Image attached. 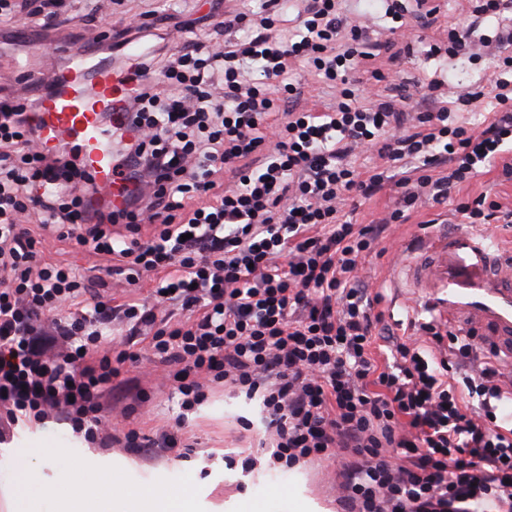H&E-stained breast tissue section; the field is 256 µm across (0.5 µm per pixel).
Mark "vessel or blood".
Segmentation results:
<instances>
[{
	"instance_id": "obj_1",
	"label": "vessel or blood",
	"mask_w": 512,
	"mask_h": 512,
	"mask_svg": "<svg viewBox=\"0 0 512 512\" xmlns=\"http://www.w3.org/2000/svg\"><path fill=\"white\" fill-rule=\"evenodd\" d=\"M124 91L121 75L109 62L83 49L74 52L63 78L35 114L43 141L78 145L98 180L113 183L98 116L116 105ZM416 275L433 288L438 308L463 332L495 337L498 357L512 368V250L488 234L446 229L436 236Z\"/></svg>"
}]
</instances>
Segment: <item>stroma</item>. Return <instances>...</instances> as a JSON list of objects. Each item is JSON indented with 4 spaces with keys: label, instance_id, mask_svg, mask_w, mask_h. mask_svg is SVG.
Instances as JSON below:
<instances>
[{
    "label": "stroma",
    "instance_id": "1",
    "mask_svg": "<svg viewBox=\"0 0 512 512\" xmlns=\"http://www.w3.org/2000/svg\"><path fill=\"white\" fill-rule=\"evenodd\" d=\"M435 2L441 7L435 24L424 28L419 23H411L407 35H391L390 51L381 52L360 65L356 77L360 82L362 103L387 94L390 84L399 83L409 97L410 111L423 112L436 105V93L428 91L426 87L435 64L426 60L425 52L429 42L445 37L449 25L470 23L471 2ZM148 8L147 0H120L119 4L113 5L111 14L89 25L83 23L84 11L76 2L69 11V21L59 30L46 35L36 36L33 28L22 23L13 29L0 30V85L13 84L23 68L38 71L57 68L67 62L74 48L96 37L111 38L119 31L121 24L133 21ZM377 71L384 74V81H375L373 74ZM482 193L512 206V181L504 182L496 173H485L453 192L447 204L420 208L407 224L390 230L389 235L401 238L410 251L422 250L433 235L432 229L426 226L427 221L432 220L439 225L447 223L454 206ZM367 262L384 290L383 310L395 318H404L406 301L398 283L405 279V270L387 266L385 259L376 256L368 257ZM148 369L149 364L145 361L131 369L130 379L121 381L118 387L107 391L106 400L112 405L113 421H120L122 408H135V417L140 421L144 433L152 435L157 429L171 423L178 412V405L169 389L159 387L148 378ZM241 417L253 422V438L263 437L258 401L234 396L220 388L196 413L190 415V423L181 436L183 443L193 447L186 456L161 453L144 460L134 451L117 447L109 448L108 453L136 464L137 474L141 477L154 471L164 472L169 479L192 474L197 486L207 490L208 501L217 505L234 502L242 507L251 502L268 503L274 512H307L310 505L315 504L324 512H335L336 504L330 489L334 463L325 461L298 472L249 468L235 442L239 431L237 420Z\"/></svg>",
    "mask_w": 512,
    "mask_h": 512
}]
</instances>
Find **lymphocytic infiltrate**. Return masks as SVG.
Instances as JSON below:
<instances>
[{
	"mask_svg": "<svg viewBox=\"0 0 512 512\" xmlns=\"http://www.w3.org/2000/svg\"><path fill=\"white\" fill-rule=\"evenodd\" d=\"M365 25L330 51L343 20L336 0H308L281 34L285 0H267L256 23L204 16L207 32L177 21L180 52L153 46L117 70L128 85L117 110L101 113L119 159L122 205L106 202L75 155L42 146L32 116L56 73L24 98L0 95V434L20 419L54 418L101 448L142 456L176 451L190 413L224 387L260 400L267 467L339 459L336 512H512V374L475 336L437 319L385 324L381 288L365 260L384 233L485 169L512 179V0H473V23L450 25L430 44L438 61L431 90L453 89L448 68L471 43L494 48L488 83L460 102L491 98L474 129L450 106L407 111L402 85L361 104L350 75L385 50L368 21L421 26L436 8L415 0H364ZM67 0H0V26L27 19L58 28ZM492 17L495 35L478 31ZM245 39H224L229 25ZM300 58L334 85L324 111L285 109L281 94ZM257 78L247 83L245 71ZM405 173L391 208L368 224L345 217L347 201L384 188L382 173L358 165L365 151ZM458 214L476 229L512 223V209L479 195ZM84 225V250L110 257L105 274L43 259L47 235ZM152 235L140 241L141 225ZM156 281L153 302L113 303L111 276ZM124 327L158 360L178 398L171 428L142 434L132 411L115 427L104 393L138 362L106 346Z\"/></svg>",
	"mask_w": 512,
	"mask_h": 512,
	"instance_id": "lymphocytic-infiltrate-1",
	"label": "lymphocytic infiltrate"
}]
</instances>
